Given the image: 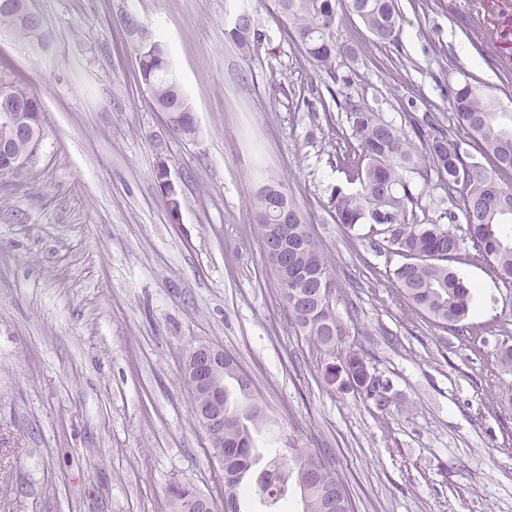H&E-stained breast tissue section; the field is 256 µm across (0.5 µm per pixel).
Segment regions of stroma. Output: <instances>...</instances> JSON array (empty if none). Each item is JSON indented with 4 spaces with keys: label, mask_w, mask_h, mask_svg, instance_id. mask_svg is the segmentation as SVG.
Masks as SVG:
<instances>
[{
    "label": "stroma",
    "mask_w": 512,
    "mask_h": 512,
    "mask_svg": "<svg viewBox=\"0 0 512 512\" xmlns=\"http://www.w3.org/2000/svg\"><path fill=\"white\" fill-rule=\"evenodd\" d=\"M51 38L0 39L45 111L31 166L0 175V512H171L167 488L224 503V472L182 378L189 348H223L268 408L260 445L283 436L326 452L355 512H512V286L476 260L466 226L452 261L477 284L462 330L402 301L401 258L368 226L335 221L356 149L344 102H382L408 128L433 114L467 140L448 88L470 73L500 94L512 57V0H398L394 42L336 4V37L356 49L335 77L301 56L272 0H244L266 37L224 39L228 0H33ZM135 18L171 48L197 132L176 134L140 82L125 31ZM181 196L170 223L154 181ZM419 222L452 203L409 175ZM276 182L329 257L345 346L364 353L393 404L328 384V361L294 327L258 238L256 195Z\"/></svg>",
    "instance_id": "stroma-1"
}]
</instances>
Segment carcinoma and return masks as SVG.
I'll use <instances>...</instances> for the list:
<instances>
[{
  "label": "carcinoma",
  "instance_id": "1",
  "mask_svg": "<svg viewBox=\"0 0 512 512\" xmlns=\"http://www.w3.org/2000/svg\"><path fill=\"white\" fill-rule=\"evenodd\" d=\"M0 0V30H13L21 42L29 39L21 11ZM350 8L380 43H388L400 30L402 14L398 0H350ZM274 11L286 23V32L300 52L321 71L336 76V60L355 56V49L336 38V0H274ZM134 37L135 59L142 85L156 109L165 115L173 131L188 138L191 132L186 96L170 72L165 46L153 39L134 20L127 21ZM225 40L246 52L262 41L265 32L252 14L239 10L227 21ZM0 86L12 101L23 107L15 113L17 127H43L40 99L24 88L14 74L0 68ZM451 106L458 125L477 145L481 158L467 153L463 142L434 129L430 116L409 123L424 151L415 149L409 135L384 121L378 104L360 98L347 103L359 152L343 157L341 164L349 180L359 189L336 191L332 203L336 223L353 228L358 224H382L387 243L404 262L392 271V281L405 301L442 330L458 329L474 305L472 288L451 269L461 249V239L443 224L414 223L416 198L404 173L410 171L424 181L436 175L458 212L446 215L448 223L462 214L467 239L477 257L486 262L500 281L512 284V184H501V176L512 173V112L501 110L498 98L487 86L464 76L449 88ZM13 126V127H15ZM13 127L0 125V139L13 135ZM491 162L486 168L481 159ZM288 206L285 243L288 268L274 266L282 299L301 335L323 354L339 356L328 363L325 376L340 373L352 382L345 389L380 410L391 407L389 384L373 378L363 353L354 348L339 350L344 335L332 303L317 292V273L326 288H335L330 262L310 232L296 202L275 183L257 195V230L262 247H267L266 225L278 223L281 204ZM268 419V408L255 392L249 373L230 355H224V451L235 459L236 477L224 481V498L235 502L234 512H250L251 502L268 512L283 508L282 501L295 486L302 512H354L347 485L337 470L324 469L314 477L309 463L318 454L294 444L286 451L268 453L265 466L257 453V434Z\"/></svg>",
  "mask_w": 512,
  "mask_h": 512
}]
</instances>
